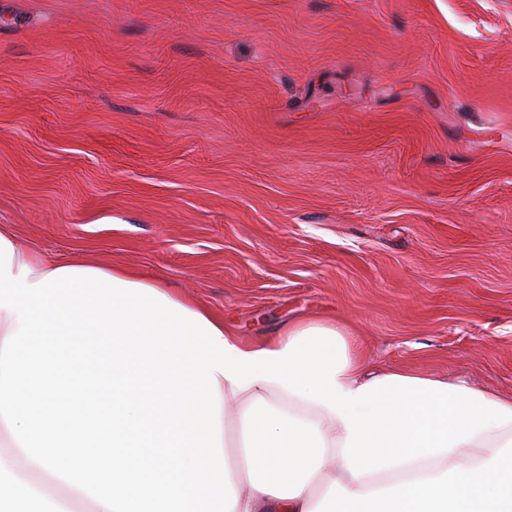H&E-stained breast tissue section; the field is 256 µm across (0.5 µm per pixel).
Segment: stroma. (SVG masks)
<instances>
[{"mask_svg": "<svg viewBox=\"0 0 512 512\" xmlns=\"http://www.w3.org/2000/svg\"><path fill=\"white\" fill-rule=\"evenodd\" d=\"M0 224L512 395V0H0Z\"/></svg>", "mask_w": 512, "mask_h": 512, "instance_id": "stroma-1", "label": "stroma"}]
</instances>
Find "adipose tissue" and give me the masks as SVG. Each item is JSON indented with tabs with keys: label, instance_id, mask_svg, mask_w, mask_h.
Returning <instances> with one entry per match:
<instances>
[{
	"label": "adipose tissue",
	"instance_id": "1",
	"mask_svg": "<svg viewBox=\"0 0 512 512\" xmlns=\"http://www.w3.org/2000/svg\"><path fill=\"white\" fill-rule=\"evenodd\" d=\"M15 245L13 270L29 267L33 284L56 269L89 268L80 256L61 261ZM223 409L237 414L235 448L226 465L237 495L233 512H512V423L477 433L451 452L352 476L342 455L348 431L321 404L278 383L235 387L218 376Z\"/></svg>",
	"mask_w": 512,
	"mask_h": 512
}]
</instances>
